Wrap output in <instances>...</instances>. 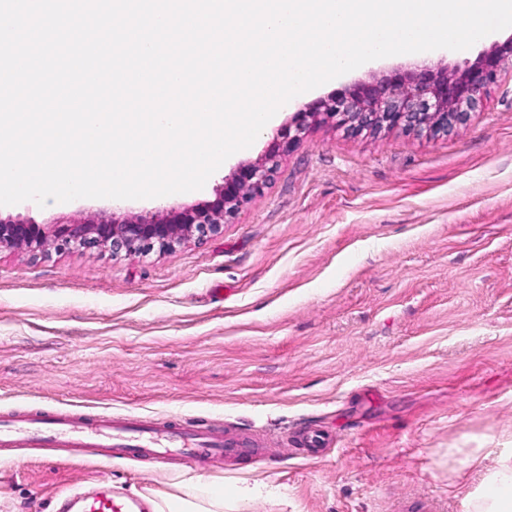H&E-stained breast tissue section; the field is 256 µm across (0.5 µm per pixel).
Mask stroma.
<instances>
[{
    "label": "stroma",
    "mask_w": 512,
    "mask_h": 512,
    "mask_svg": "<svg viewBox=\"0 0 512 512\" xmlns=\"http://www.w3.org/2000/svg\"><path fill=\"white\" fill-rule=\"evenodd\" d=\"M512 28L427 62L389 56L319 86L328 99L420 66L457 74ZM445 136L313 126L275 179L221 234L139 256L0 254V415L133 414L194 419L260 459L211 461L206 482L249 484L232 512H461L475 471L452 450L512 446V71ZM290 102L245 151L183 198H80L0 206L1 218H170L211 204L265 157ZM326 427L317 460L281 436ZM39 448L0 459V512H56L106 476L146 501L181 494L195 471Z\"/></svg>",
    "instance_id": "stroma-1"
}]
</instances>
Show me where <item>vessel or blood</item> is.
I'll return each instance as SVG.
<instances>
[{"label":"vessel or blood","mask_w":512,"mask_h":512,"mask_svg":"<svg viewBox=\"0 0 512 512\" xmlns=\"http://www.w3.org/2000/svg\"><path fill=\"white\" fill-rule=\"evenodd\" d=\"M331 441L320 430L300 432L296 446L305 456L317 457ZM69 448L82 455L108 459L133 457L159 469L173 463L204 469L213 458L226 455L244 460L255 451L233 435L214 432L192 423L169 425L131 415L54 413L21 416L0 430V449ZM60 512H144L139 499L116 494L101 480L77 501H64Z\"/></svg>","instance_id":"b4317fda"}]
</instances>
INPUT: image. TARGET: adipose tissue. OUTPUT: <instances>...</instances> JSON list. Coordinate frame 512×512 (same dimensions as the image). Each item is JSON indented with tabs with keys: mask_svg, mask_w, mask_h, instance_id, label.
Segmentation results:
<instances>
[{
	"mask_svg": "<svg viewBox=\"0 0 512 512\" xmlns=\"http://www.w3.org/2000/svg\"><path fill=\"white\" fill-rule=\"evenodd\" d=\"M479 467L482 487L470 493L466 512H512V448H477L467 459ZM226 500L220 488L194 482L183 495L161 498L155 512H224Z\"/></svg>",
	"mask_w": 512,
	"mask_h": 512,
	"instance_id": "ef3b65f1",
	"label": "adipose tissue"
}]
</instances>
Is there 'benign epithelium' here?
<instances>
[{
    "mask_svg": "<svg viewBox=\"0 0 512 512\" xmlns=\"http://www.w3.org/2000/svg\"><path fill=\"white\" fill-rule=\"evenodd\" d=\"M512 69V43L489 52L460 75H437L424 68L410 75L359 83L348 92L321 100L295 116L279 143L264 159L239 167L238 176L224 181V192L210 206L187 205L169 221L114 220L110 224H0V252L25 250L46 256L51 250H108L117 256L172 248L223 231V224L269 188L279 157L300 143L320 116L352 132L400 129L408 133L446 134L466 123L482 104V91Z\"/></svg>",
    "mask_w": 512,
    "mask_h": 512,
    "instance_id": "7a95c632",
    "label": "benign epithelium"
}]
</instances>
